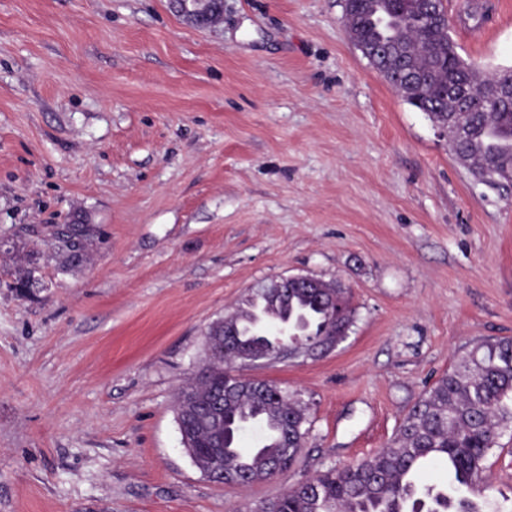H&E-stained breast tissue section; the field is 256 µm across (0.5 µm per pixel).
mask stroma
<instances>
[{"mask_svg": "<svg viewBox=\"0 0 512 512\" xmlns=\"http://www.w3.org/2000/svg\"><path fill=\"white\" fill-rule=\"evenodd\" d=\"M462 55L512 66V0H444ZM482 7L477 22L470 13ZM94 225L62 270L64 218ZM0 512H255L374 456L466 353L512 337V186L476 181L350 40L343 0H0ZM289 275L355 310L325 355L240 366L308 407L297 461L202 475L177 389L205 332ZM482 496L512 512V428ZM38 256V250L32 248L16 261L13 271L14 280L11 284L12 288H15V284H24L29 280L32 270L39 266Z\"/></svg>", "mask_w": 512, "mask_h": 512, "instance_id": "obj_1", "label": "stroma"}]
</instances>
